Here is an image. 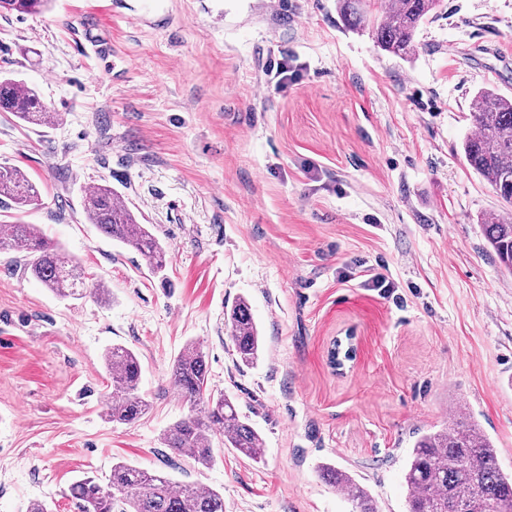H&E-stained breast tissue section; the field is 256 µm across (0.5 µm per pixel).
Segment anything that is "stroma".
I'll list each match as a JSON object with an SVG mask.
<instances>
[{"mask_svg":"<svg viewBox=\"0 0 512 512\" xmlns=\"http://www.w3.org/2000/svg\"><path fill=\"white\" fill-rule=\"evenodd\" d=\"M415 43L381 51L336 0H53L0 17V77L59 115L0 112V164L41 194L0 202V222L40 225L111 292L58 297L0 250V512H79L69 484L118 461L209 485L224 512H352L315 470L328 461L405 512L410 447L458 406L512 473V273L480 226L505 204L462 149L477 91L512 98V0H444ZM105 183L164 245L163 276L89 224L83 198ZM367 268L388 294L362 286ZM242 297L264 338L249 367L227 322ZM337 339L355 349L339 369ZM190 342L261 461L218 439L200 470L165 448L190 410L170 379ZM115 343L138 354L150 403L131 424L109 418Z\"/></svg>","mask_w":512,"mask_h":512,"instance_id":"35a3bbf8","label":"stroma"}]
</instances>
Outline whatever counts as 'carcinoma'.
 I'll return each mask as SVG.
<instances>
[{"mask_svg":"<svg viewBox=\"0 0 512 512\" xmlns=\"http://www.w3.org/2000/svg\"><path fill=\"white\" fill-rule=\"evenodd\" d=\"M441 0H338L344 23L356 31H367L377 46L395 56L413 53L420 24L437 13ZM51 0H0V13L33 15L49 8ZM0 111L38 125L53 123L35 92L13 79H0ZM474 133L463 143L468 165L482 176L502 201L512 205V99L493 90L475 95L470 112ZM18 208L38 201L39 190L21 169L0 165V198ZM89 223L106 237L130 246L145 257L153 273L165 266V253L148 225L137 221L132 210L119 202L109 185H98L84 196ZM487 247L499 265L512 273V217L491 214L481 219ZM17 251L23 271L63 298L86 293L105 300L109 288L97 280L87 283L85 272L60 247L47 238L37 224L17 221L6 225L0 250ZM230 337L237 362H257L263 338L248 302L238 299L227 313ZM104 370L112 383V421L132 423L148 409L139 393L141 364L137 353L116 343L102 354ZM171 379L193 414L165 430L164 444L193 461L197 468L214 462L213 437L222 435L229 447L243 456L262 457V438L235 403L224 395L206 394L207 363L201 347L187 344L174 359ZM320 477L343 493L354 512H379L370 491L349 472L322 462ZM406 512H493L496 504L512 505V474L504 473L497 461L491 438L476 420L454 411L444 430L425 433L413 442L405 470ZM79 512H224V496L201 484H177L168 474L117 462L104 478L86 472L70 486Z\"/></svg>","mask_w":512,"mask_h":512,"instance_id":"1","label":"carcinoma"}]
</instances>
